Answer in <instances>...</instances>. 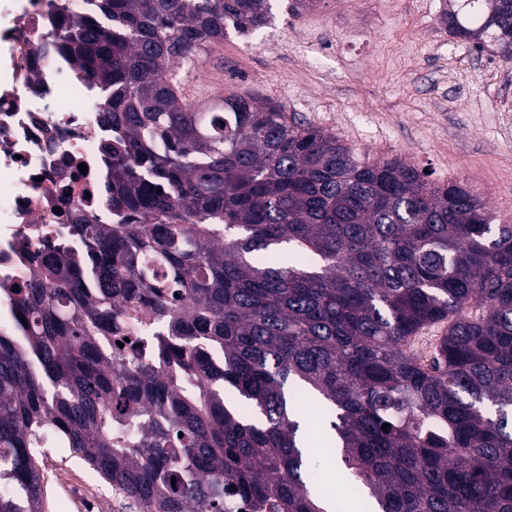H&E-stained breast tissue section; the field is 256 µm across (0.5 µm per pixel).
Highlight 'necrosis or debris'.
I'll return each instance as SVG.
<instances>
[{
    "instance_id": "obj_1",
    "label": "necrosis or debris",
    "mask_w": 512,
    "mask_h": 512,
    "mask_svg": "<svg viewBox=\"0 0 512 512\" xmlns=\"http://www.w3.org/2000/svg\"><path fill=\"white\" fill-rule=\"evenodd\" d=\"M10 0L0 11V287L25 278L37 249L108 192L103 101L74 76L52 33L86 19L92 0Z\"/></svg>"
}]
</instances>
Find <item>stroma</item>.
<instances>
[{
  "instance_id": "stroma-1",
  "label": "stroma",
  "mask_w": 512,
  "mask_h": 512,
  "mask_svg": "<svg viewBox=\"0 0 512 512\" xmlns=\"http://www.w3.org/2000/svg\"><path fill=\"white\" fill-rule=\"evenodd\" d=\"M445 0H319L245 38L228 32L190 67L200 101L284 107L371 163L401 158L433 183L464 182L512 223V61L442 27ZM45 512H132L66 448H47Z\"/></svg>"
}]
</instances>
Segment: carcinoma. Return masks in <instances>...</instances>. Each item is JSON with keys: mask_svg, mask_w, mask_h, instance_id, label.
Listing matches in <instances>:
<instances>
[{"mask_svg": "<svg viewBox=\"0 0 512 512\" xmlns=\"http://www.w3.org/2000/svg\"><path fill=\"white\" fill-rule=\"evenodd\" d=\"M451 3V35L512 60V0ZM96 9L117 22L53 36L104 99L115 222L75 216L80 247L0 291V512H44L49 441L139 512H340L325 450L377 512H512V224L278 104L183 102L169 73L272 0Z\"/></svg>", "mask_w": 512, "mask_h": 512, "instance_id": "obj_1", "label": "carcinoma"}]
</instances>
